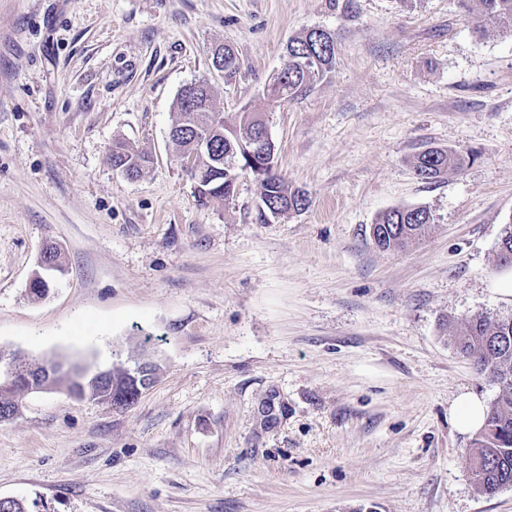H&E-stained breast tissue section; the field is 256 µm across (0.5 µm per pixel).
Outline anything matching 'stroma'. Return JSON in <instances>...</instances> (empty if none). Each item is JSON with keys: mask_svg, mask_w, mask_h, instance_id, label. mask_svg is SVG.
I'll list each match as a JSON object with an SVG mask.
<instances>
[{"mask_svg": "<svg viewBox=\"0 0 512 512\" xmlns=\"http://www.w3.org/2000/svg\"><path fill=\"white\" fill-rule=\"evenodd\" d=\"M457 0H0V357L150 361L123 409L30 393L0 422V498L25 512H512L479 493L449 406L499 386L456 328L512 314L498 243L512 220V34ZM334 71L268 115L299 212L258 181L202 206L168 132L207 81L234 122L302 31ZM236 48L232 81L212 50ZM153 158L129 179L115 140ZM474 153L427 183L422 151ZM434 223L400 252L392 207ZM64 271L29 283L43 248ZM433 220L426 207H394L377 216L370 236L376 247L384 251L403 250L425 236Z\"/></svg>", "mask_w": 512, "mask_h": 512, "instance_id": "35a3bbf8", "label": "stroma"}]
</instances>
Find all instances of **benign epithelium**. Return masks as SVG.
<instances>
[{
    "label": "benign epithelium",
    "instance_id": "7a95c632",
    "mask_svg": "<svg viewBox=\"0 0 512 512\" xmlns=\"http://www.w3.org/2000/svg\"><path fill=\"white\" fill-rule=\"evenodd\" d=\"M127 376L135 380L136 395L129 394L117 397L118 384L114 379L117 372L113 369L83 367L79 370L58 363L45 368L30 367L19 369L9 363L0 364V419L13 418L20 409L16 397L9 394L17 384L25 386L27 392H43L63 387L76 398H94L106 402L116 408L126 407L134 403L143 391L154 382L156 366L147 361L133 368H126Z\"/></svg>",
    "mask_w": 512,
    "mask_h": 512
}]
</instances>
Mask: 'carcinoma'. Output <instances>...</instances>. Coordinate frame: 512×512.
I'll return each mask as SVG.
<instances>
[{
  "mask_svg": "<svg viewBox=\"0 0 512 512\" xmlns=\"http://www.w3.org/2000/svg\"><path fill=\"white\" fill-rule=\"evenodd\" d=\"M459 6L480 23L500 25L512 33V0H459ZM219 51L224 54V79L230 81L239 71L238 54L230 46H222ZM336 51L337 38L333 33L318 34L308 29L289 39L285 45L287 65L283 74L265 91L269 107L277 108L309 95L334 70ZM196 95L199 103L209 104L208 111L186 112L183 95H178L169 136L183 154L196 149V134H210L209 150L198 156L195 168L188 173L211 196L224 201L234 196L241 176L253 174L259 163L276 161V146L268 147L265 157L251 158V140L257 126L249 118L250 107L243 106L236 122L228 126L210 88L199 87ZM213 154L224 157V167L211 166ZM111 158L112 166L132 179L140 177L150 163L147 154L122 140L112 143ZM473 159L472 154L430 148L419 154L414 172L420 180L432 182L450 169L463 168ZM258 182L268 211L273 208L282 213L299 211L309 204L305 192L289 188L273 169L259 177ZM432 223L433 215L425 207H394L377 216L370 236L376 247L384 251L403 250L425 236ZM498 257L501 261L512 259V220L499 240ZM452 340L457 351L474 358L480 372L500 386V393L488 407L484 424L468 449L470 481L480 493L493 496L503 488L512 487V315H478L460 327Z\"/></svg>",
  "mask_w": 512,
  "mask_h": 512,
  "instance_id": "obj_1",
  "label": "carcinoma"
}]
</instances>
